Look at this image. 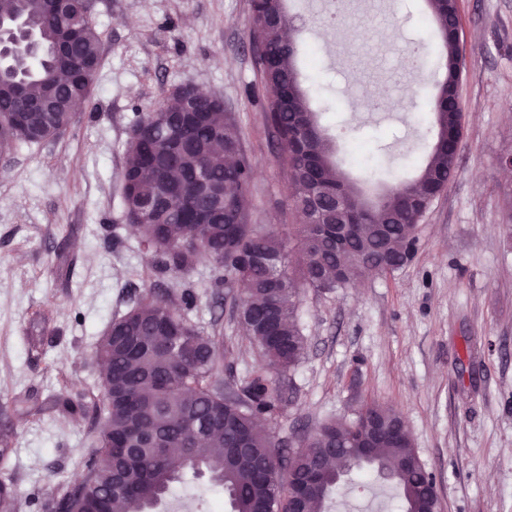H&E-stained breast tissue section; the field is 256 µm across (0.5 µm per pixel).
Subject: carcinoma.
I'll return each mask as SVG.
<instances>
[{
    "mask_svg": "<svg viewBox=\"0 0 512 512\" xmlns=\"http://www.w3.org/2000/svg\"><path fill=\"white\" fill-rule=\"evenodd\" d=\"M441 53L450 62L457 39L448 34L444 0H427ZM22 14L36 27L40 52L24 55L0 71V148L38 143L75 122L65 101L90 99L98 73L101 38L96 28L69 41L76 7L47 13L46 0H0V18ZM251 37L260 43L256 61L262 84L277 97L265 109L278 133L279 160L290 172L289 190L301 225L292 233L259 231L249 223L245 201L254 171L240 131L224 106L199 98L197 126L184 112L175 88L143 113L140 133L125 145L122 205L140 241L158 255L156 271L183 275L206 254L241 290L239 321L259 354L243 395L224 396L217 379L218 353L209 336L163 298L151 293L112 321L96 351L105 365L103 422L85 460L86 482L51 499L46 512H149L178 482L191 457L224 488L232 512L278 509L294 512V482L267 468L275 451L258 418L275 410L273 374L295 368L305 350L298 325L302 289L343 288L373 272L404 266L416 250L414 228L454 175L457 148L440 141L462 136L458 85L446 101L433 99L436 138L418 179L399 182L372 208L336 163V148L311 111L296 67L297 27L282 0H258L251 11ZM84 58L87 74H70L66 56ZM381 427L399 413L375 402L363 408ZM361 420H331L308 438L306 449L286 458L288 473L319 467V485L308 491L303 512H320L325 499L355 472L386 474L403 493L405 512H429L433 494L423 488L420 460L406 439L384 442L365 461L358 443Z\"/></svg>",
    "mask_w": 512,
    "mask_h": 512,
    "instance_id": "cac0c4a2",
    "label": "carcinoma"
}]
</instances>
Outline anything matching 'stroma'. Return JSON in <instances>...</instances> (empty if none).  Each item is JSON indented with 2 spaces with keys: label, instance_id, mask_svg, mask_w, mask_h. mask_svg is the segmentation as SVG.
<instances>
[{
  "label": "stroma",
  "instance_id": "35a3bbf8",
  "mask_svg": "<svg viewBox=\"0 0 512 512\" xmlns=\"http://www.w3.org/2000/svg\"><path fill=\"white\" fill-rule=\"evenodd\" d=\"M463 138L455 175L417 224L400 269L332 291L304 289L297 368L276 381L265 419L280 451L368 402L395 408L436 482L441 512H512V0H457ZM311 28L300 48L323 62L309 95L336 141L362 145L393 179H415L434 141L429 101L442 80L425 0H284ZM102 40L95 89L61 134L0 154V484L11 512L44 505L82 472L94 444L102 369L94 358L112 320L146 294L171 300L204 336L219 337V377L237 393L257 354L238 321L233 281L214 287L200 261L159 275L122 208L125 144L142 112L194 84L221 96L255 179L248 210L260 230L299 224L276 140L264 118L249 0H93ZM391 27L388 42L374 29ZM419 50L385 111L355 110L384 87L371 63ZM192 291V306L182 303ZM401 490L353 475L322 512H400ZM162 512H229L221 486L186 477Z\"/></svg>",
  "mask_w": 512,
  "mask_h": 512
}]
</instances>
